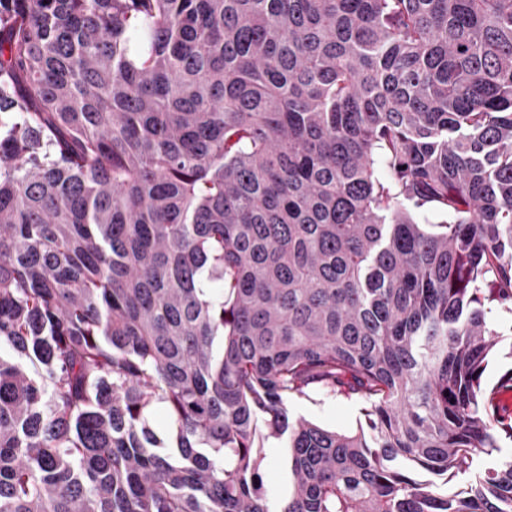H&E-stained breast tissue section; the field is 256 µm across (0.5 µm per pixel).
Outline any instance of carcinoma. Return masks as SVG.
Segmentation results:
<instances>
[{"mask_svg": "<svg viewBox=\"0 0 512 512\" xmlns=\"http://www.w3.org/2000/svg\"><path fill=\"white\" fill-rule=\"evenodd\" d=\"M493 304L512 0H0V512H512ZM364 403L357 397L342 394H327L317 389L307 391L305 396L288 399L291 417H304L325 428L350 430L357 422L364 423ZM264 446L261 482L265 494L274 500L284 495L288 489V465L278 442L265 441Z\"/></svg>", "mask_w": 512, "mask_h": 512, "instance_id": "1", "label": "carcinoma"}]
</instances>
